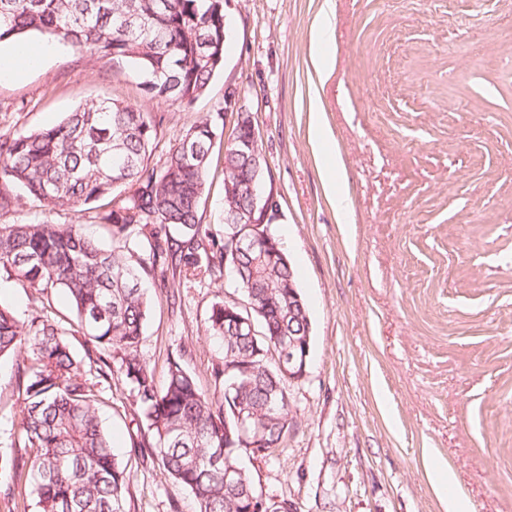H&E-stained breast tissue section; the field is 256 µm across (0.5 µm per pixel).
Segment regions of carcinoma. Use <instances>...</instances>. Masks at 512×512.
<instances>
[{
  "mask_svg": "<svg viewBox=\"0 0 512 512\" xmlns=\"http://www.w3.org/2000/svg\"><path fill=\"white\" fill-rule=\"evenodd\" d=\"M36 32L91 59L131 64L151 96L191 103L224 67V0H0V44ZM163 117L101 100L60 122L0 134V216L18 206L14 188L41 207H95L93 223L110 226L112 249L79 224L1 223L0 274L38 295L61 291L90 353L76 357L67 331L47 315L20 321L0 302V359L23 357L20 457L0 458L8 492L26 477L36 512H126L132 458L157 461L188 491L196 512H244L257 497L244 471L224 481L237 454L214 461L224 432L237 436L245 420L259 450L278 448L292 419L291 382L279 366L288 330L306 328L288 317V282H296L270 224L255 229L265 248L242 252L233 241L242 224H224L218 239L202 229L199 209L209 179L217 124L199 116L167 153L148 165ZM260 176L249 157L224 152V214L246 211L244 184ZM233 268L239 298L212 305L205 333L222 342L213 389L201 387L178 361L164 380L140 345L153 297L143 276L172 269L185 280ZM258 335L238 332V318ZM114 375L128 388L146 434L128 456L113 452L99 415L98 378Z\"/></svg>",
  "mask_w": 512,
  "mask_h": 512,
  "instance_id": "1",
  "label": "carcinoma"
}]
</instances>
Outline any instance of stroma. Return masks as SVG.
<instances>
[{"label":"stroma","mask_w":512,"mask_h":512,"mask_svg":"<svg viewBox=\"0 0 512 512\" xmlns=\"http://www.w3.org/2000/svg\"><path fill=\"white\" fill-rule=\"evenodd\" d=\"M335 47L314 53L322 10ZM224 69L189 104L150 98L143 78L64 48L0 78V134L45 127L101 98L164 116L149 165L236 91L265 159L272 229L307 302L311 353L289 391L293 419L273 455L245 460L258 489L297 512H448L432 462L451 468L469 512H512V0H226ZM319 119L333 155L309 137ZM339 166L350 203L336 209L323 171ZM223 155L211 156L199 214L223 233ZM7 222L79 224L21 196ZM155 299L141 345L164 377L170 360L213 382L222 346L204 333L224 279ZM15 359L0 360V456L19 417ZM112 449L139 430L129 391L100 383ZM127 512H195L152 461L134 465Z\"/></svg>","instance_id":"1"}]
</instances>
